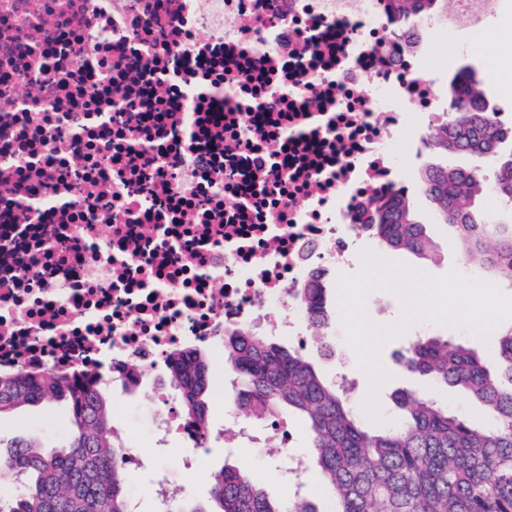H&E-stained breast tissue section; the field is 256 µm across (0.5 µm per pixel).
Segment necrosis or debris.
I'll list each match as a JSON object with an SVG mask.
<instances>
[{
	"mask_svg": "<svg viewBox=\"0 0 512 512\" xmlns=\"http://www.w3.org/2000/svg\"><path fill=\"white\" fill-rule=\"evenodd\" d=\"M505 0H456L472 44ZM388 0H0V374L137 370L203 445L167 355L301 342L295 284L348 265L448 118Z\"/></svg>",
	"mask_w": 512,
	"mask_h": 512,
	"instance_id": "1",
	"label": "necrosis or debris"
}]
</instances>
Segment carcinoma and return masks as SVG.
<instances>
[{"mask_svg":"<svg viewBox=\"0 0 512 512\" xmlns=\"http://www.w3.org/2000/svg\"><path fill=\"white\" fill-rule=\"evenodd\" d=\"M452 0H391L395 19L420 20L448 10ZM452 121L430 130L428 148L479 163L427 164L420 190L435 223L452 228L466 265L512 284V150L484 84L467 67L451 83ZM494 196L499 207L480 212ZM360 223L379 244L430 261L435 245L405 191L373 197ZM309 305L313 329L326 336L331 316L326 288L294 289ZM500 369L490 373L478 353L440 337L414 341L398 354L405 370L478 399L491 424L464 417L409 390L396 394L402 420L378 430L360 417L298 350L245 330L224 338V364L237 383V410L267 420L288 410L308 423L312 456L333 496L331 512H512V329L499 340ZM183 417L210 434L209 365L198 352L167 359ZM99 375L65 372L0 376V415L23 404L67 407L73 433L57 444L29 435L0 448V512H132L125 445L114 436L112 409ZM181 512H320L310 500L284 509L250 475L224 467L212 476L209 504L185 502Z\"/></svg>","mask_w":512,"mask_h":512,"instance_id":"obj_1","label":"carcinoma"}]
</instances>
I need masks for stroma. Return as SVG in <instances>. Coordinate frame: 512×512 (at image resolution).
I'll use <instances>...</instances> for the list:
<instances>
[{
	"instance_id": "obj_1",
	"label": "stroma",
	"mask_w": 512,
	"mask_h": 512,
	"mask_svg": "<svg viewBox=\"0 0 512 512\" xmlns=\"http://www.w3.org/2000/svg\"><path fill=\"white\" fill-rule=\"evenodd\" d=\"M503 28H512L511 15L500 17L484 31L482 54L469 58L460 51L456 36L446 28L432 25L424 28L419 53L423 64L433 73L438 102L447 103L448 81L462 62L467 61L483 77L496 109H512V92L503 90L504 84L512 85V46L507 48L494 40L495 32ZM488 51L506 59L507 67L486 71L484 54ZM437 159L436 152L427 150L402 162L416 214L427 224L429 233L439 244L437 258L425 264L411 254L388 250L371 238L361 243V250L373 251L383 258L403 262L432 275H442L451 268L462 267L453 233L442 225L432 223V205L418 187L420 170ZM420 337L447 338L477 350L487 365L496 362L497 335L482 340L460 328L430 322L416 324L404 335L388 342L382 351V362L390 375L377 396L382 423L397 422L400 411L394 403V394L397 390L407 389L434 400L438 406L466 416L473 424H486L488 418L485 410L469 396L396 366L395 354ZM328 340L336 351L335 357L323 358L311 342L307 343L304 352L325 378L344 394L349 404L361 407L368 395L370 381L367 374L357 367L354 353L343 340L340 319H333ZM205 357L210 371L208 419L211 433L206 447L196 450V463L192 471L187 473L182 470L185 457L179 452L184 445L183 440L173 438L162 443L157 439L155 419L159 407L150 391L125 390L109 384L104 387L117 427L127 430L132 447L138 448L142 455L143 464L131 473L129 485L130 495L138 505L137 512H154V481L158 472H166L182 481L185 500L203 504L209 498L213 474L227 463L253 475L273 501L284 505L292 497L291 478L284 467L281 451L274 441L265 437L267 421L239 415L228 418L224 415L221 400H235L237 390L232 383V375L224 366L223 350L206 352ZM69 428L67 410L60 404L23 405L12 413L0 416V439L5 441L19 435L37 433L46 441L59 442L68 436Z\"/></svg>"
}]
</instances>
